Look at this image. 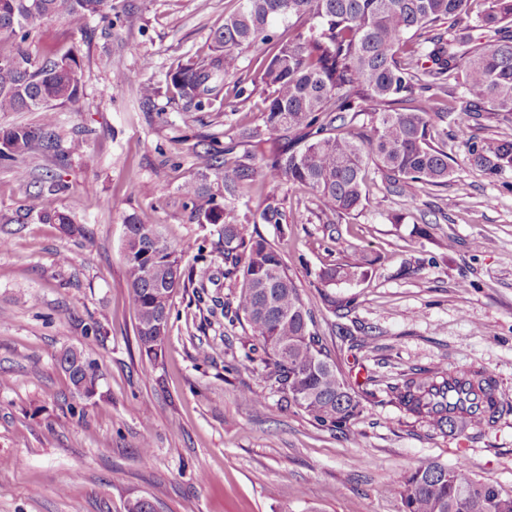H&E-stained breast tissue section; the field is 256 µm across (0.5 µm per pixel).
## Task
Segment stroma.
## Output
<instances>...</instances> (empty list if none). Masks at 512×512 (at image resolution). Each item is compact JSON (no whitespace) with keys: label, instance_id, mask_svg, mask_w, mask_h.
I'll return each mask as SVG.
<instances>
[{"label":"stroma","instance_id":"1","mask_svg":"<svg viewBox=\"0 0 512 512\" xmlns=\"http://www.w3.org/2000/svg\"><path fill=\"white\" fill-rule=\"evenodd\" d=\"M239 6L112 0L111 23L96 18L74 33L61 13L26 44L35 57L52 45L78 50L81 99L58 119L62 145L80 133L85 146L63 163L36 153L25 165L32 177L66 183L58 206L85 233L70 236L34 216L0 223L8 243L0 250V512H126L139 497L157 512H402L396 480L431 462L465 464L512 495V410L448 437L386 393L420 367L481 368L512 403V169L488 176L465 147L512 134V115L466 121L453 89L449 111L433 119L448 131L453 173L412 203L374 170L363 208L332 220L308 188L285 181L271 190L281 201L277 223L260 217L267 188L227 201L246 235L279 252L343 377L373 394L353 436L319 426L281 401L261 361L245 360L247 325L199 309L193 297L204 269L214 299L231 300L236 288L224 278L216 225L184 206L181 185L199 177L185 141L210 136L243 155L239 132L259 123L261 89L242 112L139 105L143 83H163L170 67L206 52ZM117 69L127 76L120 86ZM130 215L173 245H191L183 260L191 279L172 297L168 340L154 361L139 351L128 301ZM358 251L374 259L363 277L322 281ZM95 325L102 334L93 335ZM342 326L351 335H339ZM68 347L101 369L91 399L74 395L59 365Z\"/></svg>","mask_w":512,"mask_h":512}]
</instances>
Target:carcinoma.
Listing matches in <instances>:
<instances>
[{"label": "carcinoma", "instance_id": "1", "mask_svg": "<svg viewBox=\"0 0 512 512\" xmlns=\"http://www.w3.org/2000/svg\"><path fill=\"white\" fill-rule=\"evenodd\" d=\"M111 11L112 0H0V36L16 45L0 56V112L41 113L34 126L0 128V161L11 163L20 181L29 176L27 155L58 146L57 110L80 101L82 75L75 47L37 60L22 45L39 22L59 13L81 32L89 19L108 20ZM278 24L288 25V37L251 79L265 94L262 123L241 133L245 144L271 147L231 163L226 156L234 147L201 137L189 147L200 179L180 191L199 221L221 225L224 278L238 288L236 306L222 310L250 329L255 343L246 358L265 363L271 386L288 405L346 435L370 393L356 394L340 376L277 250L263 238L246 237L221 200L288 180L311 189L323 211L341 216L363 208L372 168L410 203L423 186L446 183L448 153L433 142L430 114L448 109L445 96L454 82L468 99L467 112H512V0H241L213 31L208 53L172 67L162 86L141 85L142 105L153 107L164 97L198 111H223L224 86L237 74L241 55L270 40ZM367 110L368 129L348 126V115ZM467 151L492 175L512 168L510 135H499L493 147L469 143ZM63 189L50 174L34 206L0 220L22 224L34 212L69 235L81 234L83 227L57 206ZM125 227L128 299L140 351L149 357L167 340L170 300L184 277L182 251L133 215ZM370 264L363 255L327 269L324 278L355 280ZM63 371L74 387L102 376L83 355ZM387 394L441 434L476 426L470 401L486 403V424L509 409L496 381L481 371L417 369L387 385ZM394 490L403 512H512V495L473 479L463 464L406 471Z\"/></svg>", "mask_w": 512, "mask_h": 512}]
</instances>
